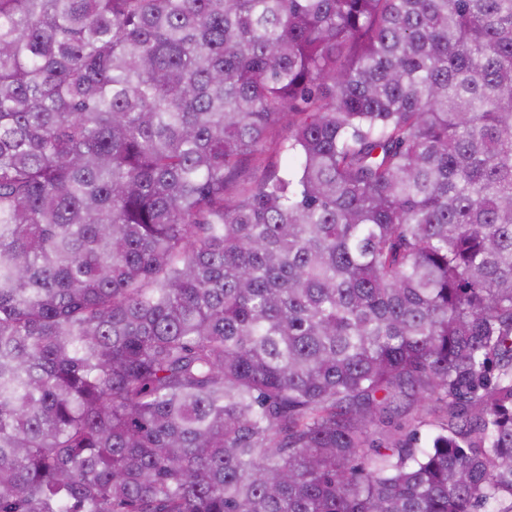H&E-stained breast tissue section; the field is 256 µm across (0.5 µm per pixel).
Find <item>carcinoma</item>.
<instances>
[{
  "label": "carcinoma",
  "instance_id": "obj_1",
  "mask_svg": "<svg viewBox=\"0 0 512 512\" xmlns=\"http://www.w3.org/2000/svg\"><path fill=\"white\" fill-rule=\"evenodd\" d=\"M492 505L512 0H0V512Z\"/></svg>",
  "mask_w": 512,
  "mask_h": 512
}]
</instances>
